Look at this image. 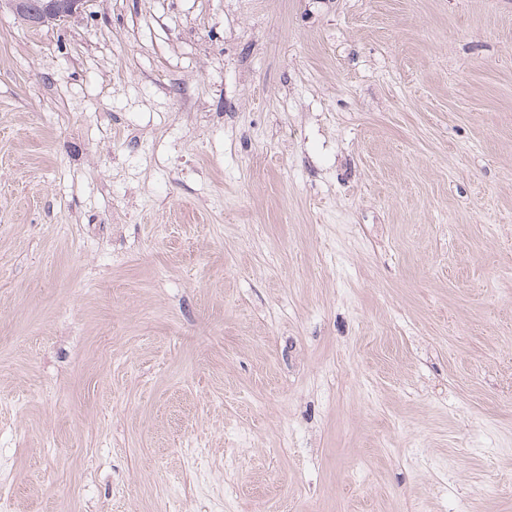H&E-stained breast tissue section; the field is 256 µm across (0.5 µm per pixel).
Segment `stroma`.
I'll return each mask as SVG.
<instances>
[{
	"label": "stroma",
	"mask_w": 512,
	"mask_h": 512,
	"mask_svg": "<svg viewBox=\"0 0 512 512\" xmlns=\"http://www.w3.org/2000/svg\"><path fill=\"white\" fill-rule=\"evenodd\" d=\"M12 512H512V0H0ZM15 13L27 24L45 26L63 24L77 13L85 11L93 0H9Z\"/></svg>",
	"instance_id": "35a3bbf8"
}]
</instances>
